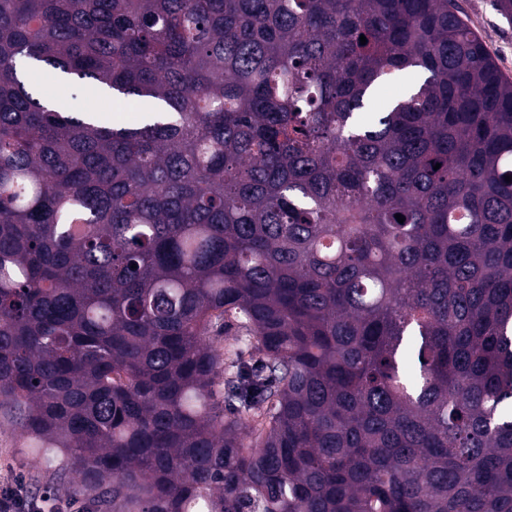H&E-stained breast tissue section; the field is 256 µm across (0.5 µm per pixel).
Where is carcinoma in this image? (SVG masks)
<instances>
[{
    "instance_id": "1",
    "label": "carcinoma",
    "mask_w": 512,
    "mask_h": 512,
    "mask_svg": "<svg viewBox=\"0 0 512 512\" xmlns=\"http://www.w3.org/2000/svg\"><path fill=\"white\" fill-rule=\"evenodd\" d=\"M507 175L453 0H0V407L112 512H512ZM87 106L92 109H103L107 112H102V115L106 118L104 122L107 124H112V121L115 122H134L137 120L138 114L140 112H121V111H129V110H138L141 109V106L137 103L130 102L128 105L122 103H116L112 100H103L97 98L89 103Z\"/></svg>"
}]
</instances>
